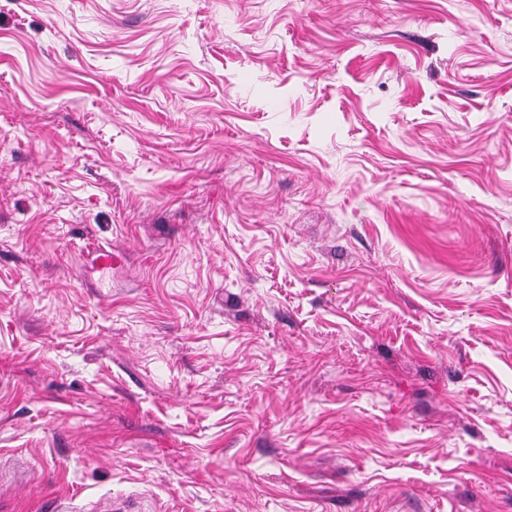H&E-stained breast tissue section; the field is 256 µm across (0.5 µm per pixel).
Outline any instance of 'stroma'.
<instances>
[{"label":"stroma","instance_id":"stroma-1","mask_svg":"<svg viewBox=\"0 0 512 512\" xmlns=\"http://www.w3.org/2000/svg\"><path fill=\"white\" fill-rule=\"evenodd\" d=\"M1 470L512 512V0H0Z\"/></svg>","mask_w":512,"mask_h":512}]
</instances>
